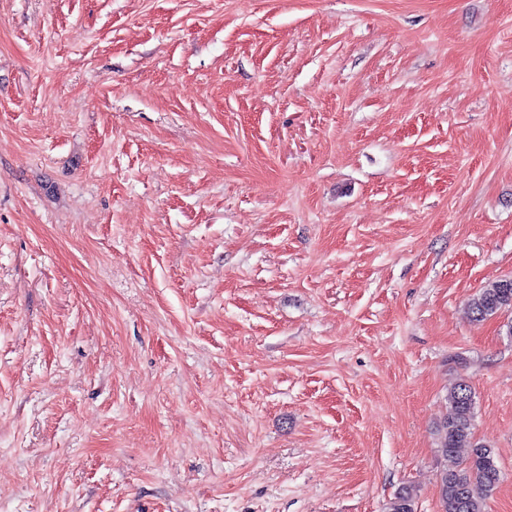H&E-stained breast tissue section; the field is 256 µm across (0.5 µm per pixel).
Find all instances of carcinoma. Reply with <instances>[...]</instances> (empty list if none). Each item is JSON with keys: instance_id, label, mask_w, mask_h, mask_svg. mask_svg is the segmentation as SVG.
Instances as JSON below:
<instances>
[{"instance_id": "carcinoma-1", "label": "carcinoma", "mask_w": 512, "mask_h": 512, "mask_svg": "<svg viewBox=\"0 0 512 512\" xmlns=\"http://www.w3.org/2000/svg\"><path fill=\"white\" fill-rule=\"evenodd\" d=\"M472 321L482 322L505 312L512 313V277L492 281L481 288L468 305ZM448 412L437 428L438 454L454 459L459 449H468L466 458L439 473V512H484V501L502 478L498 454L489 443L476 437L474 390L464 379L448 391ZM385 512H418L416 494L408 487L397 491Z\"/></svg>"}]
</instances>
